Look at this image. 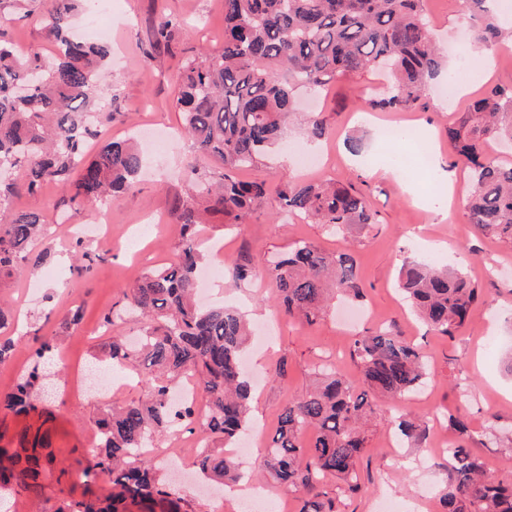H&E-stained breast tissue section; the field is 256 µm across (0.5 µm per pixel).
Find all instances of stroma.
Here are the masks:
<instances>
[{
  "label": "stroma",
  "mask_w": 512,
  "mask_h": 512,
  "mask_svg": "<svg viewBox=\"0 0 512 512\" xmlns=\"http://www.w3.org/2000/svg\"><path fill=\"white\" fill-rule=\"evenodd\" d=\"M162 13L177 17L180 27L169 46L156 50L151 46L152 31ZM428 19L448 51L449 71L462 75L473 93L486 85L512 86V63L504 53L491 52L486 68L475 59V44L468 36L475 21L461 0H428ZM99 21L112 29V59L97 91L100 130L123 139L144 128L154 136L169 134L172 143L167 151L151 154L150 166L135 191L102 201L95 211L73 213L65 190L52 183L34 193L18 189L9 198V210L34 211L45 217V235L33 248L42 261L31 272L0 284L1 298L24 307L12 332L14 355L0 366V394L9 392L17 374L28 366L34 335L58 332L68 310L84 309L77 326L58 333V349L66 360L51 364L57 390L43 403L55 415L56 464L73 472L85 466L96 441L94 420L102 402L92 395L71 393L70 370L95 366L111 335L130 336L137 331L136 318H125L108 329L101 316L122 299L138 273L164 266L174 256L181 233L172 211L191 177L216 181L223 173L220 165L199 157L184 135L175 99L182 64L224 44V0H112ZM0 37L21 51L35 49L48 55L55 49L43 23L20 11H11L9 20L0 23ZM381 88V80L370 72L318 95L297 87L301 110L320 113L327 121V135L313 142L303 126L290 124L270 163L238 173L240 179L263 180L272 187L286 179L328 177L354 182L371 193L378 224L333 234L323 225L285 210L274 215L263 206L232 230L225 229L223 214H212L198 246L211 256L216 245H223L226 259L245 253L254 266L248 281H233L224 272L213 288L216 301L253 317L256 334H273L269 348L249 347L245 360L254 378L253 420L261 424L263 438L273 434L288 400L306 391L315 366L335 363L346 379L359 382L360 371L350 356L356 336L390 329L421 349L430 373L426 388L397 401H376L368 448L360 462L363 492L344 493L333 477L327 478L326 489L335 497L338 512H381L379 504L385 500L394 504L396 512H438L439 497L448 483V456L435 448L430 437L417 445L401 443L398 455L387 454V438L396 432L392 418L408 414L427 425H440L449 443L466 442L482 459L488 475L502 479L512 472V374L505 367L512 353V248L471 224L464 204L449 205L445 197L442 171L455 172L462 180L468 177L448 143V124L466 111L468 97L450 102L436 88L419 109H366L364 100ZM351 134L362 139L359 153H352L347 145ZM417 135L427 141L429 162H422L417 152L413 141ZM307 154L320 159L309 170L298 163ZM401 155L409 158V178L403 187L393 177ZM78 236L91 259L87 279L77 277L72 269L70 244ZM298 240L327 252H352L364 291L358 307L367 311V319L349 329L342 327L339 320L345 303L341 300L312 325L279 313L265 276V259ZM426 253L465 270L485 297L450 337L418 321L396 285L403 260ZM460 378L468 379L467 390L457 387ZM454 416L466 419L469 438H461L451 425ZM161 445L174 450L177 466L169 475L195 512H242L235 497L214 500L210 488L193 491L198 435L171 434ZM84 493L80 480L59 482L50 477L44 480L38 499L19 491L10 498L9 507L11 512H58L64 502L81 499Z\"/></svg>",
  "instance_id": "obj_1"
}]
</instances>
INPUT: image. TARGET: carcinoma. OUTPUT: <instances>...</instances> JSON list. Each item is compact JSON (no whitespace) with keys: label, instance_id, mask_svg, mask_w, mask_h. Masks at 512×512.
Returning <instances> with one entry per match:
<instances>
[{"label":"carcinoma","instance_id":"1","mask_svg":"<svg viewBox=\"0 0 512 512\" xmlns=\"http://www.w3.org/2000/svg\"><path fill=\"white\" fill-rule=\"evenodd\" d=\"M40 2V20L56 39L53 59L0 42V170L18 173L33 192L55 182L70 192L78 209H92L102 198L131 192L143 157L131 139H111L95 158L83 161L86 141L95 136L99 113L92 90L110 55L106 41L84 43L67 36L72 19L88 0H12L23 6ZM427 0H224V48L183 66L176 108L196 149L224 166L218 182H193L175 215L181 242L174 260L143 273L118 305L104 315L111 327L127 316L140 320L138 341L114 338L112 366L135 373L148 388L141 401L105 406L95 421L98 443L80 473L86 486L103 477L109 490L100 497L73 500L58 512H192L190 504L162 479L146 457L154 440L171 431L199 432L204 447L195 461L207 479L234 483L241 466L232 456L216 454L209 441L228 446L251 421V385L242 373L241 353L251 336L242 312L195 300V274L201 260L196 248L207 216L224 213L225 229L241 224L264 203L295 212L332 233L350 226L378 223L369 196L351 184L319 178L287 181L272 193L263 181H243L235 171L259 164L276 146L287 120L297 113L294 87L321 92L330 81L372 70L392 78L383 97L369 99L374 108L405 112L420 104L428 83L445 64L426 19ZM486 0H462L464 10L482 19L475 41L491 46L512 39V22L504 26L484 7ZM179 24L162 16L154 26L155 44L173 39ZM457 161L470 175L468 218L499 241L512 246V164L492 158L493 140L512 149V87L488 86L448 125ZM45 232L42 217L13 211L0 222V277L28 271L34 241ZM251 260L242 256L226 264L232 278L245 281ZM265 272L284 314L313 324L329 301L342 295L363 297L353 256L327 253L298 241L268 260ZM398 287L418 318L444 336L463 325L482 293L470 277L430 262L404 261ZM14 324L0 301V365L9 361ZM33 361L0 396V411L38 413L37 426L8 438L0 433V505L20 488L38 497L54 462L45 425L48 415L33 400L41 386L42 363L54 355L57 337L36 339ZM351 356L362 385L344 380L336 365H322L315 385L288 401L278 426L262 452L260 473L301 493L300 512H336L335 499L323 491L331 475L344 491L361 490L359 460L367 447L364 426L374 413L375 398L401 397L422 390L427 381L420 349L389 330L354 339ZM190 378L206 412L191 403L176 408L171 389ZM312 430L308 444L302 434ZM403 438L416 444L426 427L398 420ZM448 486L442 512H512V479L487 478L483 461L458 442L447 449Z\"/></svg>","mask_w":512,"mask_h":512}]
</instances>
